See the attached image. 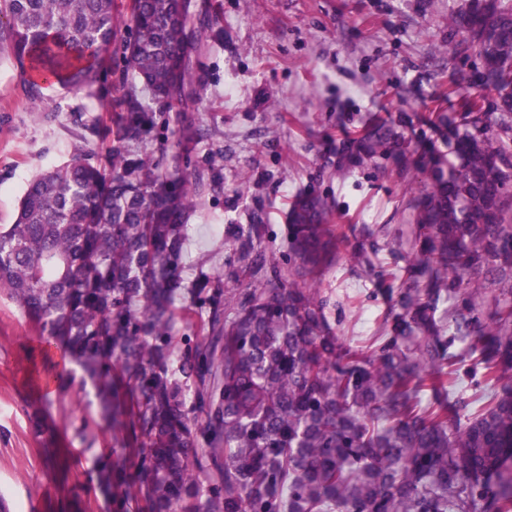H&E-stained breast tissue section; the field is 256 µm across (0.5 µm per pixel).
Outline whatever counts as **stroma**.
Instances as JSON below:
<instances>
[{
	"label": "stroma",
	"instance_id": "1",
	"mask_svg": "<svg viewBox=\"0 0 512 512\" xmlns=\"http://www.w3.org/2000/svg\"><path fill=\"white\" fill-rule=\"evenodd\" d=\"M213 16L219 40L199 58L206 83L177 118L157 122L161 167L179 163L207 183L185 227L182 276L232 285L239 268L232 237L253 214L263 244L286 239L297 195L317 192L337 225L338 257L317 279L349 347L362 348L390 312L391 277H404L416 229L414 200L425 177L385 155L341 162L337 148L370 121H391L402 149L445 143L422 115L457 112L480 92L478 59L448 53L450 16L468 0H195ZM120 29L98 81L87 90L42 84L0 51V225L14 223L28 183L84 150L104 153L110 114L103 105L125 77ZM364 247L369 262L349 253ZM66 381L65 391L56 384ZM46 432L35 435L31 417ZM121 456L102 425L90 385L62 361L39 328L0 298V499L7 512H115L97 486V459Z\"/></svg>",
	"mask_w": 512,
	"mask_h": 512
}]
</instances>
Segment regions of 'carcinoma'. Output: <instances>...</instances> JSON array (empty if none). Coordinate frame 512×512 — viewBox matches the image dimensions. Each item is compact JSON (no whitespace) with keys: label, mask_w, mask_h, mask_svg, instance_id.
<instances>
[{"label":"carcinoma","mask_w":512,"mask_h":512,"mask_svg":"<svg viewBox=\"0 0 512 512\" xmlns=\"http://www.w3.org/2000/svg\"><path fill=\"white\" fill-rule=\"evenodd\" d=\"M123 26L131 78L106 160L80 151L44 171L0 225V293L81 368L120 435L122 463L97 469L118 512H512V7L472 0L451 18L449 53L481 58L499 116L473 100L430 120L448 153H391L428 183L410 284L387 289L397 312L365 349L340 342L329 299L304 282L338 256L312 192L278 259L255 247L260 216L234 229V286L190 291L223 346L178 347L184 219L204 179L136 146L154 106L202 85L205 43L185 35L210 20L184 0H132L125 21L112 0H0V46L69 89L97 81ZM392 139L375 121L337 153L359 163Z\"/></svg>","instance_id":"cac0c4a2"}]
</instances>
